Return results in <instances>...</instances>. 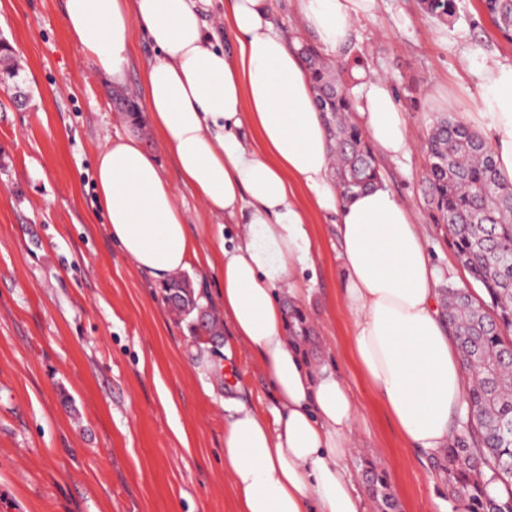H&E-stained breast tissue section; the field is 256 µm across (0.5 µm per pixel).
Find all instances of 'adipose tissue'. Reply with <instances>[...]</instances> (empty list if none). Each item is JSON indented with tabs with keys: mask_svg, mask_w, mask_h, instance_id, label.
Returning <instances> with one entry per match:
<instances>
[{
	"mask_svg": "<svg viewBox=\"0 0 512 512\" xmlns=\"http://www.w3.org/2000/svg\"><path fill=\"white\" fill-rule=\"evenodd\" d=\"M302 23L338 52L377 0H297ZM64 21L96 69L123 84L134 31L155 54L145 108L181 181L212 216L240 225L206 247L157 158L140 140L108 141L95 164L107 231L137 270L161 282L192 266L219 271L223 319L251 349L273 393L267 408L224 402V471L236 512H364L349 464L359 413L345 382L309 365L286 334L285 299L308 298L313 242L294 184L336 216L343 303L357 363L415 451L447 447L465 406L466 378L440 308L443 277L416 214L384 185L344 197L328 133L302 60L273 21V0H233V50L217 46L199 0H65ZM481 92L469 127L512 180V64L478 66ZM377 153H409L405 120L387 80L362 84L355 117Z\"/></svg>",
	"mask_w": 512,
	"mask_h": 512,
	"instance_id": "adipose-tissue-1",
	"label": "adipose tissue"
}]
</instances>
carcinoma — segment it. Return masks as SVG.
Segmentation results:
<instances>
[{"label":"carcinoma","instance_id":"carcinoma-1","mask_svg":"<svg viewBox=\"0 0 512 512\" xmlns=\"http://www.w3.org/2000/svg\"><path fill=\"white\" fill-rule=\"evenodd\" d=\"M483 4L495 28L512 41V0ZM423 8L447 22L455 15V0H423ZM299 55L316 90L342 194L348 198L373 187L381 171L365 134L351 121L353 103L337 78L343 65L324 62L313 45L300 47ZM426 150L432 215L446 225L449 247L489 299L477 305L459 288L440 289L470 383L451 442L432 454L431 463L453 508L512 512V499L501 501L487 491L489 481L512 478V184L501 177L488 142L449 117L436 120ZM164 290L178 296L192 335H221L215 317H196L202 297L186 280L171 279ZM372 494L384 512H396L384 475L374 474Z\"/></svg>","mask_w":512,"mask_h":512}]
</instances>
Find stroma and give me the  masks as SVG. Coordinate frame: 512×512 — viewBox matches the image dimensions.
Segmentation results:
<instances>
[{"label":"stroma","instance_id":"1","mask_svg":"<svg viewBox=\"0 0 512 512\" xmlns=\"http://www.w3.org/2000/svg\"><path fill=\"white\" fill-rule=\"evenodd\" d=\"M64 0H0V36L29 95L14 108L0 89V512H234L224 472V399L270 404L253 355L230 366L240 387L199 375L201 354L223 357L227 336L197 344L160 283L135 269L107 231L94 188L96 155L108 140L135 135L160 161L188 230L201 242L218 233L153 135L114 109L120 94L143 100L153 53L134 37L127 84L118 88L68 35ZM486 56L512 63V43L481 0H456L449 22L420 0H379L342 58L356 73L387 77L404 114L410 152L381 161L384 185L412 205L440 269L456 264L445 225L424 199L426 143L437 116L464 120L479 83L468 64ZM314 264L300 310L315 367L344 379L363 415L350 466L366 512H381L367 471L386 475L397 512H452L428 455L408 448L353 350L341 298L334 216L304 189Z\"/></svg>","mask_w":512,"mask_h":512}]
</instances>
